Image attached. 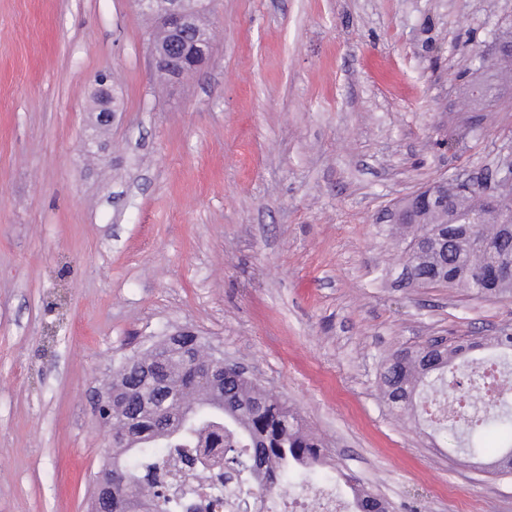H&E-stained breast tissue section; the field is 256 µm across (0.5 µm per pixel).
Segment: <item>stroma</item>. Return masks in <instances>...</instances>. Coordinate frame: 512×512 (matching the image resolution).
I'll list each match as a JSON object with an SVG mask.
<instances>
[{
    "mask_svg": "<svg viewBox=\"0 0 512 512\" xmlns=\"http://www.w3.org/2000/svg\"><path fill=\"white\" fill-rule=\"evenodd\" d=\"M211 21L209 64L159 83L134 0H0V512H87L110 369L177 331L390 512H512V473L381 392L396 349L512 328V299L404 285L386 220L512 153V83L472 62L512 0H216ZM94 94L101 99L103 102L107 104V110L105 112H101L98 116V119L103 122H107L109 124L112 123L116 112H118V108L113 106L117 103L116 95L114 90L112 89V84L110 83V78L107 75H100L94 79L93 83Z\"/></svg>",
    "mask_w": 512,
    "mask_h": 512,
    "instance_id": "obj_1",
    "label": "stroma"
}]
</instances>
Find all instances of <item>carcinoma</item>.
<instances>
[{
    "instance_id": "1",
    "label": "carcinoma",
    "mask_w": 512,
    "mask_h": 512,
    "mask_svg": "<svg viewBox=\"0 0 512 512\" xmlns=\"http://www.w3.org/2000/svg\"><path fill=\"white\" fill-rule=\"evenodd\" d=\"M448 199L463 209L490 213V205L462 190L451 180ZM448 248V252L425 253L402 250V258L435 285L448 282L477 299L512 297V278L499 268L512 260V234L494 226L478 229ZM491 348L512 358V330L500 331L478 341L465 339L436 347L431 341L416 350H398L382 372L383 397L402 415L418 417L426 406H436L453 391L457 397H471L477 391L476 374L461 383L457 367L476 350ZM193 353L204 361L207 351L179 344L165 336L134 356L138 366L160 369L158 385L141 384L139 371L132 369L130 388L112 408L116 428L126 432L127 441L112 448V477L121 486L112 492V512H182L175 487L168 478L171 461H190L187 448H220L228 474L256 476L258 488L272 496L297 474L318 475L326 456L317 435L305 428L299 413L287 402L260 388L245 372L224 374L223 393L213 394L195 381L185 355ZM197 408L194 419L179 425L182 410ZM494 428L502 433L499 455L490 467L500 473L512 468L500 462L512 459V389L499 390L497 402L470 422L464 451L471 456L483 453L481 439ZM350 489L354 512H388L385 503L362 488L355 477L340 474Z\"/></svg>"
}]
</instances>
